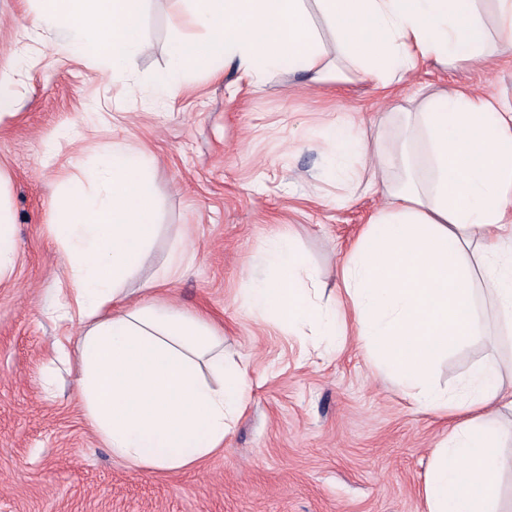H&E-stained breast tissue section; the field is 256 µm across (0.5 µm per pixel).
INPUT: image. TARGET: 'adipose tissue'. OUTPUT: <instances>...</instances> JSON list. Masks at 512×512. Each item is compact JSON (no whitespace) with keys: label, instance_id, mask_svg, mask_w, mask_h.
<instances>
[{"label":"adipose tissue","instance_id":"adipose-tissue-1","mask_svg":"<svg viewBox=\"0 0 512 512\" xmlns=\"http://www.w3.org/2000/svg\"><path fill=\"white\" fill-rule=\"evenodd\" d=\"M32 25L62 34L56 50L122 75L148 48L146 0H28ZM193 32L172 42L157 89L189 66L237 64L253 83L288 68L315 84L353 71L386 88L426 62L483 65L512 35V0H180ZM329 24L328 54L313 21ZM326 153L336 185L383 193L385 204L340 267L343 311L319 303L315 272L294 238L270 239V271L249 279L246 303L283 327L354 333L414 409L449 417L431 453L425 512H512L500 476L512 433V380L495 364L472 366L456 390L440 388V357L492 333L512 340V99L451 86L423 96L389 145L337 121ZM51 200L81 323L77 389L90 426L112 455L136 467L180 470L220 450L250 394L247 370L229 363L224 336L144 286L129 302L158 235L152 162L128 142L72 158ZM370 178H363L364 170Z\"/></svg>","mask_w":512,"mask_h":512}]
</instances>
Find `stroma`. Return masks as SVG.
<instances>
[{
	"mask_svg": "<svg viewBox=\"0 0 512 512\" xmlns=\"http://www.w3.org/2000/svg\"><path fill=\"white\" fill-rule=\"evenodd\" d=\"M172 0H149V43L114 79L58 54L56 33L33 28L26 0H0V71L20 100L0 118V170L19 243L0 281V512H423L422 487L445 419L415 413L404 388L374 368L355 339L339 347L310 329L288 331L251 314L245 280L259 273L267 240L295 237L322 299L380 195L339 190L326 167L323 135L336 118L390 142L386 103L418 99L451 84L512 97V59L490 70L426 63L382 91L352 75L320 90L280 71L254 87L236 66L219 76L191 71L157 92L178 30ZM131 140L155 158L160 234L139 280L157 277L171 251L186 248L165 284L189 312H206L224 333L227 358L243 359L251 385L222 451L179 471L139 469L112 457L79 401L73 348L78 321H60L47 300L64 301L62 253L49 230L51 196L72 154ZM512 371V356L485 336L439 361L454 387L478 360Z\"/></svg>",
	"mask_w": 512,
	"mask_h": 512,
	"instance_id": "obj_1",
	"label": "stroma"
}]
</instances>
